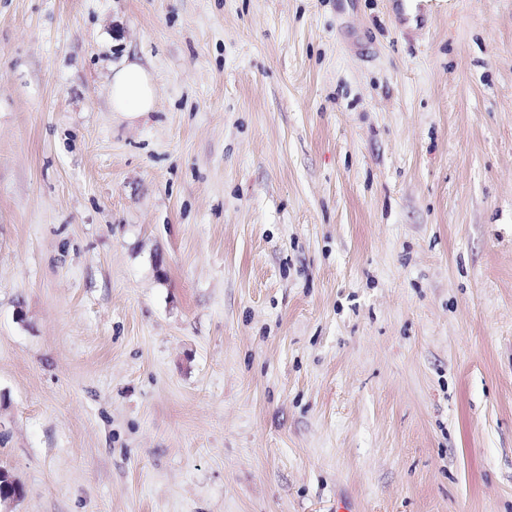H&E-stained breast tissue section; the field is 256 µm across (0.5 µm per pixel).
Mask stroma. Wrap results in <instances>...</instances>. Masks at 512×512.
I'll return each mask as SVG.
<instances>
[{
  "label": "stroma",
  "instance_id": "35a3bbf8",
  "mask_svg": "<svg viewBox=\"0 0 512 512\" xmlns=\"http://www.w3.org/2000/svg\"><path fill=\"white\" fill-rule=\"evenodd\" d=\"M0 469L512 512V0H0ZM112 111L138 117L153 111L155 87L150 73L135 61L124 60L112 68Z\"/></svg>",
  "mask_w": 512,
  "mask_h": 512
}]
</instances>
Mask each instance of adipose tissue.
I'll use <instances>...</instances> for the list:
<instances>
[{
  "mask_svg": "<svg viewBox=\"0 0 512 512\" xmlns=\"http://www.w3.org/2000/svg\"><path fill=\"white\" fill-rule=\"evenodd\" d=\"M111 104L113 111L137 117L152 111L155 87L150 73L139 63L123 61L112 69Z\"/></svg>",
  "mask_w": 512,
  "mask_h": 512,
  "instance_id": "ef3b65f1",
  "label": "adipose tissue"
}]
</instances>
